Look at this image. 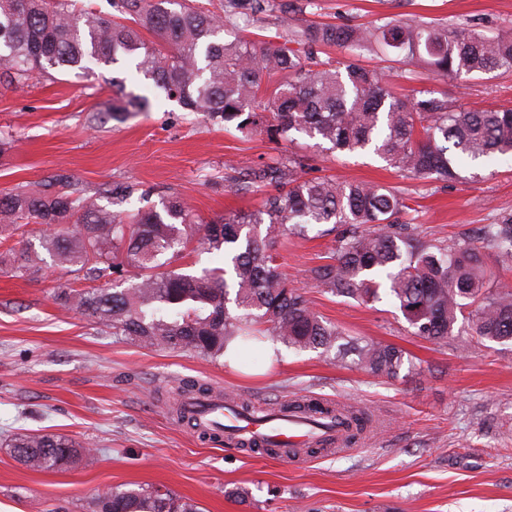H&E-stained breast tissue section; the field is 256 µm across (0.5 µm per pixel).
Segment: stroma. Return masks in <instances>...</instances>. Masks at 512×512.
<instances>
[{
  "label": "stroma",
  "instance_id": "obj_1",
  "mask_svg": "<svg viewBox=\"0 0 512 512\" xmlns=\"http://www.w3.org/2000/svg\"><path fill=\"white\" fill-rule=\"evenodd\" d=\"M315 20L367 24L417 15L485 33L512 27V0H316ZM96 79L0 83V195L58 174L97 196L112 183H136L152 203L178 193L200 219L254 209L257 193L225 182L230 164L301 159L311 176H338L395 187L412 199L407 219L424 238L475 234L512 214V162L482 167L476 181L444 184L402 176L370 154L311 147L307 137L277 143L242 138L194 123L176 102L126 120L89 123L112 105V69ZM449 97L478 110L512 108V72L464 77ZM332 237H276L282 272L313 310L347 336L393 344L414 370L394 380L360 369L355 353L332 360L315 352L243 351L236 366L197 353L147 349L96 330L55 303L67 274L43 269L34 279L0 273V512H91L96 494L118 486L162 485L201 512H512V343L477 344L459 334L442 344L411 335L389 298L365 305L324 293L308 279ZM256 406L307 396L350 403L372 428L354 451L327 450L301 462L226 446L177 423L167 406L179 381ZM69 436L96 451L89 466L37 472L14 456L17 433Z\"/></svg>",
  "mask_w": 512,
  "mask_h": 512
}]
</instances>
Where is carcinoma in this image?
<instances>
[{"label": "carcinoma", "mask_w": 512, "mask_h": 512, "mask_svg": "<svg viewBox=\"0 0 512 512\" xmlns=\"http://www.w3.org/2000/svg\"><path fill=\"white\" fill-rule=\"evenodd\" d=\"M112 15L79 8L76 0H0V79L20 88L37 77L75 73L93 78L99 64L132 61L130 72L156 93L213 126L245 137L290 142L297 134L346 153H369L419 180L453 183L475 178L481 162L512 158V109L478 111L432 87L397 95L381 71L362 65L364 54L387 51L419 65L436 80L512 70V28L491 35L426 20L383 18L367 25L295 17L315 0H224L217 11L187 0H110ZM275 14L283 41L226 34L240 22ZM152 38H147V35ZM334 47L348 55L321 58ZM280 76L273 90L262 78ZM112 111L97 110L90 124L111 113L151 110L150 99L112 78ZM248 184L264 188L260 207L203 223L174 193L157 206L133 183L102 190L101 205L64 176L47 185L0 196V238L35 225L40 250L0 251V267L17 278L43 270L42 254L85 280L112 278L109 288L58 284L55 302L114 336L146 348L185 349L214 361L227 344L269 336L285 347L339 353L345 333L311 307L305 293L280 271L269 242L304 238L316 225L332 233L331 262L310 269L315 286L368 304L380 292L397 303L411 334L440 343L467 324L480 341H512V289L488 286L481 247L470 239L424 240L400 218L411 210L403 193L378 183L309 177L285 154L275 164L246 168ZM145 205L118 210L133 195ZM478 239L512 262V215L479 229ZM217 252L222 266L189 270L175 262L189 245ZM357 364L374 377L396 379L407 353L390 344L357 347ZM185 396L207 397L194 380L180 381ZM288 410L306 418L331 415L352 445L371 426L364 411L331 409L309 399ZM14 456L34 471H66L94 463L93 449L59 434L20 435ZM92 512H199L191 499L153 486L115 487L92 500Z\"/></svg>", "instance_id": "cac0c4a2"}]
</instances>
